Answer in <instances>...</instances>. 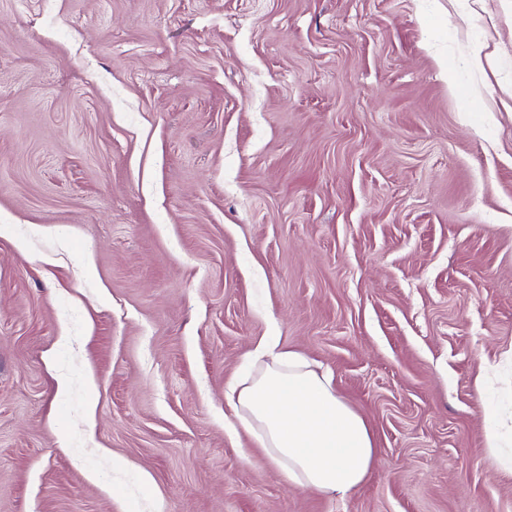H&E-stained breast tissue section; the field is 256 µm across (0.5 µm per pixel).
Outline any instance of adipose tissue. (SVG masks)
I'll list each match as a JSON object with an SVG mask.
<instances>
[{
    "label": "adipose tissue",
    "instance_id": "1",
    "mask_svg": "<svg viewBox=\"0 0 512 512\" xmlns=\"http://www.w3.org/2000/svg\"><path fill=\"white\" fill-rule=\"evenodd\" d=\"M256 374L228 398L257 447L290 485L342 498L369 476L376 447L331 377L301 355L260 344Z\"/></svg>",
    "mask_w": 512,
    "mask_h": 512
}]
</instances>
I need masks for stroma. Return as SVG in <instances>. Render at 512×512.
I'll use <instances>...</instances> for the list:
<instances>
[{
	"mask_svg": "<svg viewBox=\"0 0 512 512\" xmlns=\"http://www.w3.org/2000/svg\"><path fill=\"white\" fill-rule=\"evenodd\" d=\"M269 336L345 498L226 427ZM511 349L512 0H0V512H512ZM260 344L256 374L227 397L241 424L289 485L344 498L369 476L376 447L332 378L301 355ZM512 446L507 443L497 430H490L486 435V448L498 465L512 473Z\"/></svg>",
	"mask_w": 512,
	"mask_h": 512,
	"instance_id": "1",
	"label": "stroma"
}]
</instances>
